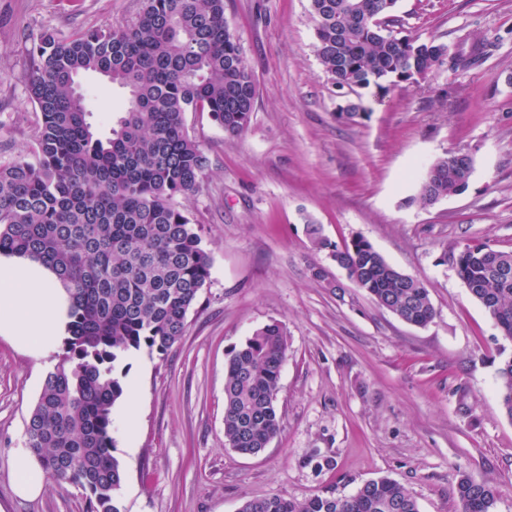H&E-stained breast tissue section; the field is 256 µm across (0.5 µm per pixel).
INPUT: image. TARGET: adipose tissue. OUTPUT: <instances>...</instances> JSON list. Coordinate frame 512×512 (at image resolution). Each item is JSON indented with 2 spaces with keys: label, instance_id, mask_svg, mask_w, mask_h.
Returning a JSON list of instances; mask_svg holds the SVG:
<instances>
[{
  "label": "adipose tissue",
  "instance_id": "1",
  "mask_svg": "<svg viewBox=\"0 0 512 512\" xmlns=\"http://www.w3.org/2000/svg\"><path fill=\"white\" fill-rule=\"evenodd\" d=\"M70 301L55 275L39 262L0 255V336L34 355L51 353L67 334ZM14 492L33 499L45 476L29 449L13 457Z\"/></svg>",
  "mask_w": 512,
  "mask_h": 512
}]
</instances>
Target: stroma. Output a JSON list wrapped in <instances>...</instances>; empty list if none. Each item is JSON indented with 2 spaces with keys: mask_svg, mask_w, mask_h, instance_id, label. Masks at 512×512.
I'll use <instances>...</instances> for the list:
<instances>
[{
  "mask_svg": "<svg viewBox=\"0 0 512 512\" xmlns=\"http://www.w3.org/2000/svg\"><path fill=\"white\" fill-rule=\"evenodd\" d=\"M141 0H0V163L35 161L41 114L28 96L32 43L133 21ZM407 34L450 52L480 46L466 70L440 68L420 85L376 98L344 122L348 98L315 50L310 0H225L224 17L253 70L249 126L230 137L207 114L185 124L204 146L199 190L178 204L201 229L211 281L166 356L127 359L134 413L113 409L124 512H238L249 498L344 497L390 478L420 512H459L461 477L495 482V512H512V419L498 368L512 356L449 262L465 244L512 251V0H398ZM91 122L106 131L123 89L88 74ZM449 151L470 154L461 195L416 202L415 169ZM318 224L325 249L307 231ZM361 236L424 281L436 315L408 324L347 286L330 246ZM320 266L342 289L316 281ZM283 323L288 357L276 405L280 433L253 457L224 441L228 353ZM61 350L26 354L0 337V506L5 512H86L84 491L46 481L35 499L13 491L11 461Z\"/></svg>",
  "mask_w": 512,
  "mask_h": 512,
  "instance_id": "1",
  "label": "stroma"
}]
</instances>
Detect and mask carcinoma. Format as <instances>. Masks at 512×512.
Wrapping results in <instances>:
<instances>
[{
	"instance_id": "obj_1",
	"label": "carcinoma",
	"mask_w": 512,
	"mask_h": 512,
	"mask_svg": "<svg viewBox=\"0 0 512 512\" xmlns=\"http://www.w3.org/2000/svg\"><path fill=\"white\" fill-rule=\"evenodd\" d=\"M397 0H311L316 53L331 84L385 97L419 84L447 45L400 35ZM387 19L378 29L369 16ZM29 99L41 114L37 163L0 164V254L41 261L69 292L70 336L25 422L26 444L45 476L86 492L87 512H123L112 454L113 407L125 392L118 366L145 352L164 356L211 280L202 237L175 198L197 191L208 166L185 126L205 112L225 133L251 119L256 83L224 0H143L130 23L42 32L31 51ZM97 73L127 90L128 106L98 135L78 78ZM473 160L444 156L420 177L417 199L433 205L469 188ZM350 283L406 323L426 326L435 310L426 284L391 266L362 238L332 250ZM469 295L512 340V251L482 242L452 259ZM288 353L273 321L229 352L224 378L225 444L256 455L281 430L276 406ZM500 403L512 419V358L498 368ZM459 512H495L496 485L463 477ZM238 512H420L400 483L379 478L350 497L303 500L272 494Z\"/></svg>"
}]
</instances>
